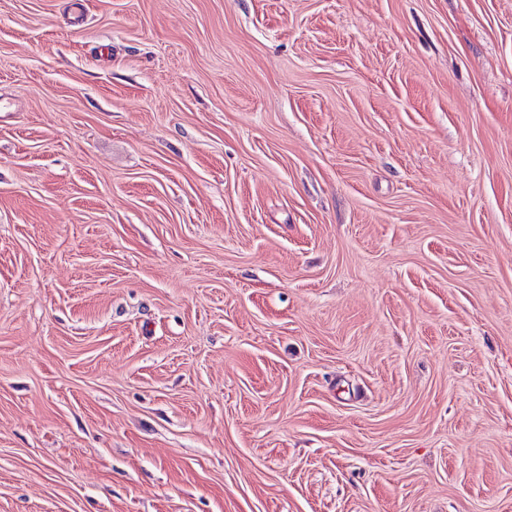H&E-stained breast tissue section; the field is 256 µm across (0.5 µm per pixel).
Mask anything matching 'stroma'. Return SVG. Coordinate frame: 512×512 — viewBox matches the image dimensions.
Listing matches in <instances>:
<instances>
[{
  "label": "stroma",
  "instance_id": "stroma-1",
  "mask_svg": "<svg viewBox=\"0 0 512 512\" xmlns=\"http://www.w3.org/2000/svg\"><path fill=\"white\" fill-rule=\"evenodd\" d=\"M0 512H512V0H0Z\"/></svg>",
  "mask_w": 512,
  "mask_h": 512
}]
</instances>
